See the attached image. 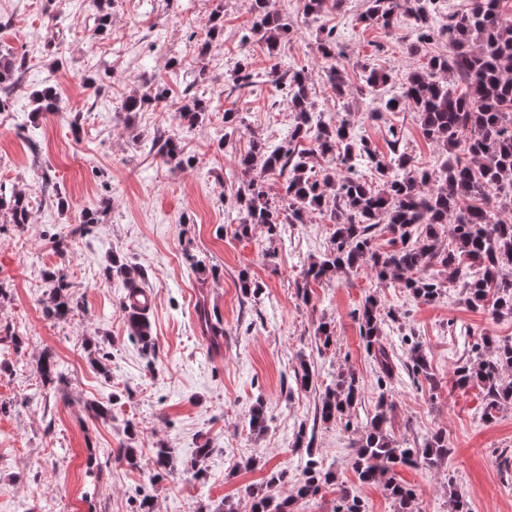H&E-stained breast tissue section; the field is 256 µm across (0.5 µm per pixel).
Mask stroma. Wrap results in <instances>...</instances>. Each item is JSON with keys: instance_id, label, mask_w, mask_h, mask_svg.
Segmentation results:
<instances>
[{"instance_id": "1", "label": "stroma", "mask_w": 512, "mask_h": 512, "mask_svg": "<svg viewBox=\"0 0 512 512\" xmlns=\"http://www.w3.org/2000/svg\"><path fill=\"white\" fill-rule=\"evenodd\" d=\"M218 9L224 36L203 65L184 29L204 26ZM364 9V0H343L317 21L304 13L303 0H288L280 12L291 32L272 60L262 45L240 41L252 22L250 0H113L112 26L101 39L93 36L92 0H0V54L25 62L11 107L0 111V194L36 202L21 226L8 207L0 208V337L13 333L22 340L0 368V512H139L145 497L154 512H222L228 500L237 512H251L248 492L264 486L278 498H293L291 512H334L344 488L360 496L367 512H396L382 485L359 483L352 470L354 442L382 393L357 320L370 295L396 315L381 338L400 362L384 392L394 404L392 436L407 448L422 447L439 432L448 441L445 460L432 468H399L396 481L414 491L419 512H453V490L468 512H512V405L485 419L484 390L456 383L457 368L484 332L512 341V316L469 308L458 288H443L432 302L416 300L366 266L313 283L300 298L297 282L330 246L332 224L324 211L274 241L261 227L245 237L234 234L238 206L230 183L241 175L240 154L255 137L277 144L294 123L293 113L277 105L274 84L233 87L229 75L241 58L258 69L275 61L283 71L305 70L317 114L327 121L350 118L380 153H388L396 135L415 166L436 169L444 162L416 112L371 119L378 102L364 89L361 67L404 74L446 52V43L410 52V19L385 30L361 23ZM324 25L335 27L346 54L348 90L340 98L328 88L317 51ZM89 75L98 77L97 85H86ZM153 81L169 90L167 110L120 113L126 96ZM49 83L62 110L35 113L29 95ZM194 94L210 99L215 110L189 131L176 110ZM228 110L245 119L230 142L224 139ZM172 136L191 166L162 163L158 150ZM47 170L65 206L43 200ZM90 211L100 221L85 236ZM116 257L145 274L142 286L153 297L150 348L129 336L123 280L107 273ZM194 258L204 269H192ZM53 268L64 269L82 303L65 321L43 310L51 287L44 273ZM244 273L260 283L258 295L241 290ZM201 303L224 327L221 348L202 331ZM324 321L334 342L321 353L314 332ZM415 341L433 383L417 382L406 368ZM47 349L65 397L44 386L36 370ZM103 351L112 356L107 377L92 364ZM302 357L314 372L306 390L294 380ZM343 371L359 377L361 405L350 420L323 423L316 410ZM92 402L110 405L111 418H93ZM257 406L267 416L258 434L248 426ZM130 424L139 431L136 468L119 456ZM300 436L310 439L336 482L297 500L303 455L294 443ZM162 445L176 449L181 462L196 448L212 447L201 463L203 479L158 477L152 458ZM280 472L285 480L270 484Z\"/></svg>"}]
</instances>
